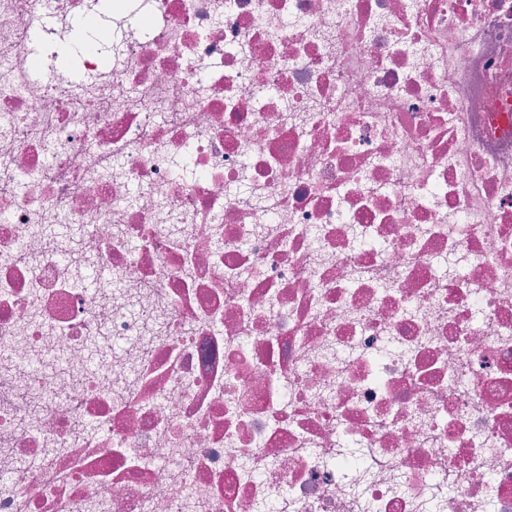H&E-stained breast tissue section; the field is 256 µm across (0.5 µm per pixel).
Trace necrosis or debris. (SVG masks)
<instances>
[{"label": "necrosis or debris", "instance_id": "4bbe7bcc", "mask_svg": "<svg viewBox=\"0 0 512 512\" xmlns=\"http://www.w3.org/2000/svg\"><path fill=\"white\" fill-rule=\"evenodd\" d=\"M98 3L0 0V512H512V0Z\"/></svg>", "mask_w": 512, "mask_h": 512}]
</instances>
